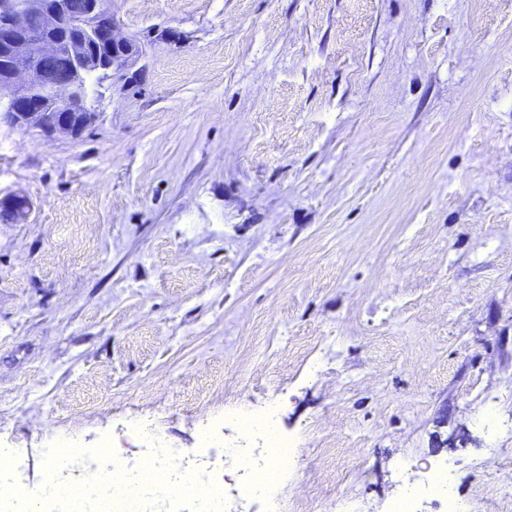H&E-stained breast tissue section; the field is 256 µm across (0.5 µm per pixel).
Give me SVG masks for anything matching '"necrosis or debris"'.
I'll return each instance as SVG.
<instances>
[{"label":"necrosis or debris","instance_id":"1","mask_svg":"<svg viewBox=\"0 0 512 512\" xmlns=\"http://www.w3.org/2000/svg\"><path fill=\"white\" fill-rule=\"evenodd\" d=\"M203 445L210 456H221L225 463L233 465L239 475V498L226 496L225 476L213 467L189 466L186 456L177 449H151L148 459L154 469L163 475L171 494L167 505L193 503L192 512H241L240 497L263 493L259 474L271 472L282 477L292 470L295 457L289 442L271 427L269 416H261L243 431L237 447L216 448L211 437H204ZM121 463L111 448L88 453L80 448H70L65 459L49 455L46 467V487L40 491L36 502L41 512H49L53 502L51 483L72 482L87 490L75 502L74 512H148L144 502L152 494L154 486L142 481L137 494L110 491L108 476L116 475ZM454 476L444 468L431 469L419 481L409 480L408 491L396 499L389 512H414L416 500L422 494L445 496L447 512H465L463 505L450 495Z\"/></svg>","mask_w":512,"mask_h":512}]
</instances>
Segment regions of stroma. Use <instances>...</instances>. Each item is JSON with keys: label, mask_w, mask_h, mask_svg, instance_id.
I'll list each match as a JSON object with an SVG mask.
<instances>
[{"label": "stroma", "mask_w": 512, "mask_h": 512, "mask_svg": "<svg viewBox=\"0 0 512 512\" xmlns=\"http://www.w3.org/2000/svg\"><path fill=\"white\" fill-rule=\"evenodd\" d=\"M141 49L77 138L0 125V452L133 426L296 467L244 512H512V0H108ZM270 424L274 423L269 416L259 417L248 430H242L240 444L234 448H215L216 443L210 436L203 439V447L209 451L208 459L220 454L224 459V469L229 463L237 469L238 491L242 496L270 491L282 476L294 468L295 457L289 442L279 433L276 434ZM252 438H258L261 446H247ZM273 448L278 449L275 451ZM266 472L274 473V479L258 485L257 476ZM453 482V474L445 468L431 469L422 481H416L415 478L409 479L408 491L392 503L389 512H413L420 494L442 495L447 502L448 512H466L464 506L450 493Z\"/></svg>", "instance_id": "obj_1"}]
</instances>
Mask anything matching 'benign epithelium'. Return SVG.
Instances as JSON below:
<instances>
[{"label":"benign epithelium","mask_w":512,"mask_h":512,"mask_svg":"<svg viewBox=\"0 0 512 512\" xmlns=\"http://www.w3.org/2000/svg\"><path fill=\"white\" fill-rule=\"evenodd\" d=\"M67 10V0H23L20 7L9 0L0 3V125L75 138L82 129L72 115L92 111L88 78L111 77L139 57V47L118 35L107 0H88L84 18L112 44L110 55L89 54L59 35ZM0 209L23 221L30 204L12 195L0 198Z\"/></svg>","instance_id":"benign-epithelium-1"}]
</instances>
